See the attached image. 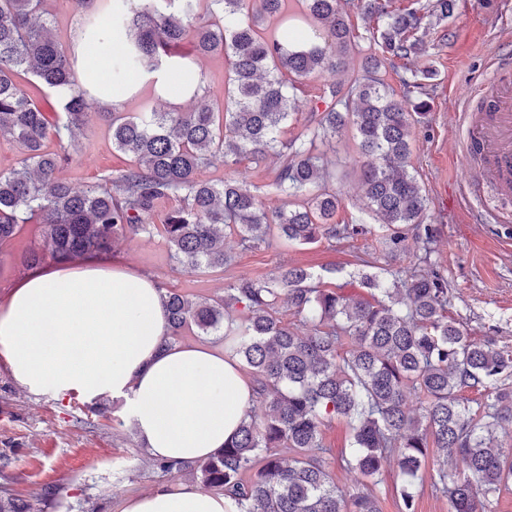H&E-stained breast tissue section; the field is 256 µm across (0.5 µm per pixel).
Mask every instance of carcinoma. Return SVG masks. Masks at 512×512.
<instances>
[{
    "mask_svg": "<svg viewBox=\"0 0 512 512\" xmlns=\"http://www.w3.org/2000/svg\"><path fill=\"white\" fill-rule=\"evenodd\" d=\"M42 2L0 0V137L22 151L17 167L0 172V245L19 225L41 224L42 246L24 256L25 265L107 253L120 236L158 232L173 264L222 270L231 263L224 238L233 234L249 246L275 237L305 245L368 234L365 224H335L341 206L335 172L315 152L316 141L348 128L367 207L381 221L383 253L409 254L411 231L415 240L432 242L429 198L412 163L410 136L413 113L423 106L409 107V97L435 72L398 75L399 95L381 69L392 58L424 54L417 33L448 19L456 0H435L425 12H393L382 0H301L297 17L288 0H73L83 27L69 45L40 13ZM353 8L376 17L369 37L356 32ZM275 16L299 24L272 36L262 22ZM189 34L195 56L175 54ZM114 35L110 78L98 80L90 66V87L82 86L78 60L103 52ZM353 52L362 55L360 67L315 96L325 104L312 107L319 117L283 137L303 80L336 72ZM214 55L224 56V101L198 111L127 115L116 100L100 116L112 146L132 163L82 191L60 176L69 161L66 144L83 134L100 96L118 97L145 78L166 92L170 79L180 78V91L198 98L207 87L202 78L193 81L195 65ZM22 74L36 78V90L60 95L55 122L18 85ZM51 135L56 152L44 149ZM269 157L277 160L270 187L282 200L278 207L243 178L200 177L217 159L260 167ZM169 200L177 206L159 213ZM354 276L367 296L325 288L297 266L266 279L238 278L216 300L165 289L168 340L193 328L224 338L225 353L249 368L264 413H247L233 439L205 460L146 464L224 492L236 512H380L373 487L392 463L400 512H416L432 448L438 463L430 488L448 499L449 512H490L512 484V452L496 437L512 427V350L471 336L448 317V281L436 268L407 279L383 266ZM284 306L308 324L307 333L280 316ZM346 339L353 347L344 351ZM465 389L485 391L487 401L471 407L460 396ZM413 394L425 397L418 409L409 403ZM338 417L346 419L351 442L336 464L366 479L360 488L342 487L330 473L333 453L322 443V427ZM455 456L465 463L461 475L448 470ZM56 495L52 487L33 501L0 495V512H40L38 505Z\"/></svg>",
    "mask_w": 512,
    "mask_h": 512,
    "instance_id": "carcinoma-1",
    "label": "carcinoma"
}]
</instances>
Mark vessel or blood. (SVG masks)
Wrapping results in <instances>:
<instances>
[{
    "mask_svg": "<svg viewBox=\"0 0 512 512\" xmlns=\"http://www.w3.org/2000/svg\"><path fill=\"white\" fill-rule=\"evenodd\" d=\"M482 111H463L458 118L465 128L461 157H479L481 166L469 183L468 193L499 199L512 197V58L493 64L474 91Z\"/></svg>",
    "mask_w": 512,
    "mask_h": 512,
    "instance_id": "vessel-or-blood-1",
    "label": "vessel or blood"
}]
</instances>
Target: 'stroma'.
<instances>
[{"instance_id":"1","label":"stroma","mask_w":512,"mask_h":512,"mask_svg":"<svg viewBox=\"0 0 512 512\" xmlns=\"http://www.w3.org/2000/svg\"><path fill=\"white\" fill-rule=\"evenodd\" d=\"M512 39V0H457L453 15L428 33L427 55L386 62L385 78L425 66L436 71L412 93L423 102L425 116L413 123L414 165L430 200L427 222L434 230L430 245L432 264L448 279V315L472 336L512 348V223L476 224L472 209L460 197V188L474 165H462L454 156V108L458 99L474 91L486 73L489 56L501 41ZM360 57L348 55L336 74L310 77L297 94L299 111L285 126L294 135L307 125L316 87L344 80L358 68ZM209 87L206 97L189 100L178 91L151 96L149 91L125 95L124 112H140L144 103L165 110L178 105L202 108L223 99L220 79L224 59H201L197 67ZM336 171V190L342 205L338 224H372L373 218L360 190V158L352 133L317 143ZM70 163L61 176L74 189L95 184L106 174L126 168L130 159L113 149L112 137L101 117L90 116L85 133L68 148ZM42 243L41 227L22 225L17 237L0 246V301L28 272L23 255ZM230 267L201 272L176 268L167 260V247L159 234L119 238L110 252L113 264L149 274L169 288L198 297L216 298L225 285L239 277L263 278L282 265L301 266L322 277L325 285L347 294L360 293L354 277L361 260L383 263L376 234L346 239H324L298 246L271 240L250 248L236 237L227 238ZM13 457L0 488L32 497L46 487L60 495L47 512H122L125 499L150 491L156 484L182 483L179 473L161 475L146 469L145 450L119 404L99 412L96 403L72 393L63 397L32 394L17 387L0 366V449Z\"/></svg>"}]
</instances>
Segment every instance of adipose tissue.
<instances>
[{
    "label": "adipose tissue",
    "mask_w": 512,
    "mask_h": 512,
    "mask_svg": "<svg viewBox=\"0 0 512 512\" xmlns=\"http://www.w3.org/2000/svg\"><path fill=\"white\" fill-rule=\"evenodd\" d=\"M160 283L94 253L33 269L0 304V364L23 390L121 400L155 458L203 460L237 432L256 397L238 363L169 343ZM122 512H232L221 494L157 484Z\"/></svg>",
    "instance_id": "ef3b65f1"
}]
</instances>
